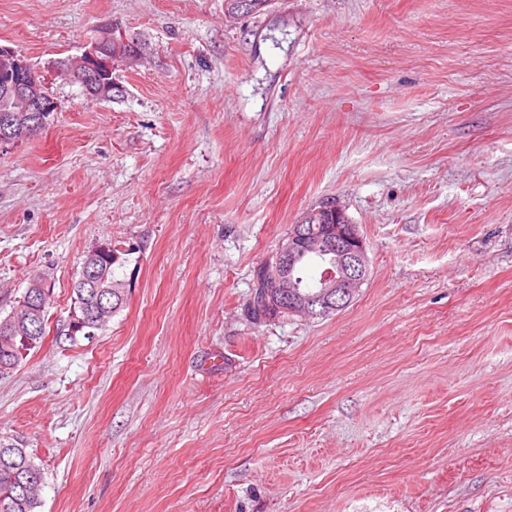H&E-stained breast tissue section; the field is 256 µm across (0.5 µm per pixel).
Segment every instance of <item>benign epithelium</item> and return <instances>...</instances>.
<instances>
[{"instance_id":"1","label":"benign epithelium","mask_w":512,"mask_h":512,"mask_svg":"<svg viewBox=\"0 0 512 512\" xmlns=\"http://www.w3.org/2000/svg\"><path fill=\"white\" fill-rule=\"evenodd\" d=\"M253 10L252 0H236L235 6L224 11V21L233 22ZM125 33L106 22L99 27L96 37L79 56H68L57 62V74L83 88L86 95L102 101L112 100L115 84L110 79L117 61L134 66L144 59L140 51L125 49ZM0 97L7 112H37L35 121L19 120L10 124L0 123V140L19 141L36 136L48 124L50 113L56 111L55 102L43 90L39 71L18 51L0 48ZM10 128H5V125ZM336 213V223L315 228L312 224H296L288 240L254 271L256 291L246 305L247 316L255 323L277 317L274 308L290 315L319 317L338 311L350 303L359 292L369 272L366 242L358 225L351 222L338 204L310 210L307 216L314 219L325 212ZM112 254V244L101 242L85 255L76 283L81 288H99L106 275L96 266V258ZM305 255L324 261L320 278L321 289L303 294L288 277V269ZM30 298L38 301V308H28L25 315L14 312L10 323L21 335L31 326L32 316L43 310L49 299L47 284L36 281L28 291Z\"/></svg>"}]
</instances>
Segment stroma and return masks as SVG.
I'll return each mask as SVG.
<instances>
[{
	"mask_svg": "<svg viewBox=\"0 0 512 512\" xmlns=\"http://www.w3.org/2000/svg\"><path fill=\"white\" fill-rule=\"evenodd\" d=\"M110 22L114 99L55 72ZM56 102L0 145V317L48 335L0 379L39 512H512V0H0ZM336 199L370 273L324 319L256 324L253 270ZM123 310L69 339L86 252ZM47 288V284L41 281H36L32 283L30 287L26 288L23 296L19 300L18 309H16L15 312L11 315L10 319V323L15 327L17 332L24 336V334L29 330V327L31 326V321L34 315L33 313H35L36 317H38L40 311L45 308L41 312L40 318H38V325L40 326V329L36 332L35 336H29L34 341V344L30 346H24V343L21 342L19 336L16 337L15 335L11 334V330L8 324L9 315L3 319H0V365L9 366L15 360H18V355L20 354L19 349L22 346H24L28 351L41 346L46 334V325L48 321V306H45L48 302L50 292ZM27 295L30 296L29 299H35L39 302L37 308L38 310L27 306V313L21 316L19 314V307L27 305L21 304V300L25 301ZM31 339L28 340L24 338V341L26 343H31Z\"/></svg>",
	"mask_w": 512,
	"mask_h": 512,
	"instance_id": "obj_1",
	"label": "stroma"
}]
</instances>
